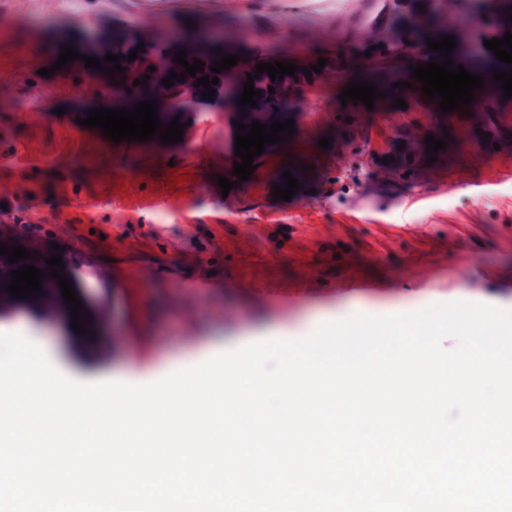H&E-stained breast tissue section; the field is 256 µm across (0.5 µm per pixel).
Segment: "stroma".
<instances>
[{"instance_id": "1", "label": "stroma", "mask_w": 512, "mask_h": 512, "mask_svg": "<svg viewBox=\"0 0 512 512\" xmlns=\"http://www.w3.org/2000/svg\"><path fill=\"white\" fill-rule=\"evenodd\" d=\"M0 26L14 48L13 66L0 70V85L18 84L31 64L50 69L39 84L56 86L87 78L84 57L103 58L114 39L152 44L157 33L180 31L186 49L196 33L220 32L226 51L243 57L273 51L302 67L347 53L374 17L371 0H328L312 9L304 0H85L82 15L59 10L55 0H0ZM73 44L79 60L52 71L49 44ZM411 69L396 64L387 74L376 58L356 56L344 75L325 79L309 93L307 118L289 141L259 156L250 180L222 194L230 176L224 138L232 119L223 93L179 106L190 143L153 139L132 146L78 125L96 104L90 97H60L46 112L29 111L21 97L0 96V137L18 156L0 160V186L35 193L32 216L43 219L39 236L0 232V242L36 253L46 269L54 245L64 265L92 262L102 277L72 276L82 305L104 325L103 333L73 334L53 309L5 291L14 269L0 255V333L25 324L39 346L82 369L117 370L137 363L123 339L130 333L126 296L104 282L125 273L140 297L152 365L170 371L208 344L234 348L259 336L299 340L336 317L412 313L438 303L497 301L512 310V144L481 143L472 118L448 114L450 147L420 175L388 182L360 165V133L375 134L398 121L423 127L436 120L437 103L406 87ZM382 90L374 109L341 103L350 80ZM406 108L394 107L395 98ZM64 115H57V108ZM329 137L330 148L319 147ZM346 151L337 160V148ZM134 174L138 194L167 187L175 170L187 169L182 187L187 209L138 211L135 201L112 196L111 172ZM299 181L291 200H275L283 171ZM204 239L197 252L189 237Z\"/></svg>"}]
</instances>
